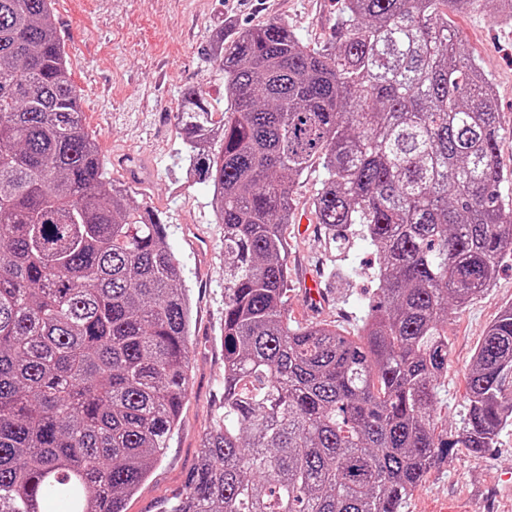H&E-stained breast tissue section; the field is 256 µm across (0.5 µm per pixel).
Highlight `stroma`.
Instances as JSON below:
<instances>
[{"label":"stroma","instance_id":"stroma-1","mask_svg":"<svg viewBox=\"0 0 512 512\" xmlns=\"http://www.w3.org/2000/svg\"><path fill=\"white\" fill-rule=\"evenodd\" d=\"M54 22L81 99L84 126L108 159L110 177L123 181L167 227L168 244L183 268L192 306L190 375L180 423L163 458L125 503V512H161L184 489L202 437L213 425L224 391V238L207 185L189 179L177 157L176 113L182 93L203 88L225 104L224 73L205 59L223 33L273 18L287 21L313 46L325 43L336 21V0H53ZM448 30L492 80L502 145L500 166L512 171V25L496 23L488 5L448 12ZM290 251L287 313L305 324L325 321L355 332L377 281L378 255L363 243L349 282L330 273L336 245L322 225L285 228ZM325 294L310 301L305 280ZM512 304V258L501 262L491 288L448 316V371L438 384L435 418L456 438L465 415V375L488 325ZM459 512H512V425L480 458L460 452L431 471L402 512H431L440 501Z\"/></svg>","mask_w":512,"mask_h":512}]
</instances>
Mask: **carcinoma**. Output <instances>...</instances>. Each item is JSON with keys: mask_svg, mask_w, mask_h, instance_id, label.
I'll return each mask as SVG.
<instances>
[{"mask_svg": "<svg viewBox=\"0 0 512 512\" xmlns=\"http://www.w3.org/2000/svg\"><path fill=\"white\" fill-rule=\"evenodd\" d=\"M492 17L512 22V0ZM333 35L282 19L219 39L227 106L187 91V175L224 229V396L163 512H401L457 448L512 424V304L465 377L448 441L434 411L445 326L512 255L499 112L448 8L336 0ZM51 0H0V512H124L177 427L191 303L166 224L108 177ZM338 255L376 247L358 332L286 313L300 178ZM323 173L321 167H315L307 175H304L300 182L298 195L296 196V211L311 213L310 203L316 189L319 187V182L322 179Z\"/></svg>", "mask_w": 512, "mask_h": 512, "instance_id": "cac0c4a2", "label": "carcinoma"}]
</instances>
